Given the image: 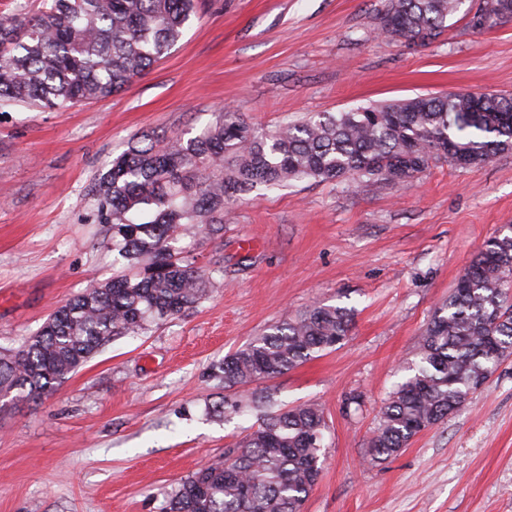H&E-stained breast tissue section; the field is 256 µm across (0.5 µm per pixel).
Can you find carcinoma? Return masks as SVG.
<instances>
[{"label": "carcinoma", "instance_id": "1", "mask_svg": "<svg viewBox=\"0 0 512 512\" xmlns=\"http://www.w3.org/2000/svg\"><path fill=\"white\" fill-rule=\"evenodd\" d=\"M463 0H387L378 32L431 40ZM197 0H50L37 15L0 16V108L63 110L110 97L182 37ZM512 18V0H480L472 23ZM512 150V96L448 93L319 113L257 133L225 109L194 136L128 143L91 188V222L104 228L122 272L48 315L19 347L0 351V393L38 401L123 336L195 307L212 269L176 247L185 232L224 233V212L258 185L347 180L400 187L434 160L458 167ZM351 311L315 302L270 326L212 367L224 390L274 379L342 343ZM512 356V226L490 237L419 338L417 360L388 395L368 440L374 461L397 456L419 433L460 410ZM224 417H256L234 447L168 495L162 512H302L324 456L326 423L313 404L279 406L270 394L224 395Z\"/></svg>", "mask_w": 512, "mask_h": 512}]
</instances>
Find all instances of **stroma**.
Returning <instances> with one entry per match:
<instances>
[{"instance_id":"1","label":"stroma","mask_w":512,"mask_h":512,"mask_svg":"<svg viewBox=\"0 0 512 512\" xmlns=\"http://www.w3.org/2000/svg\"><path fill=\"white\" fill-rule=\"evenodd\" d=\"M465 0L432 40L377 33L385 0H202L182 38L112 97L0 112V346L112 277L90 185L130 139L195 131L231 108L258 129L418 95L512 94V21L474 29ZM512 225V150L407 185L303 180L238 197L224 237L182 247L208 297L110 343L41 402L0 394V512H161L181 479L254 422L211 413L214 364L316 302L351 309L342 344L255 383L315 403L326 459L304 512H512V359L465 407L381 463L369 435L434 311Z\"/></svg>"}]
</instances>
